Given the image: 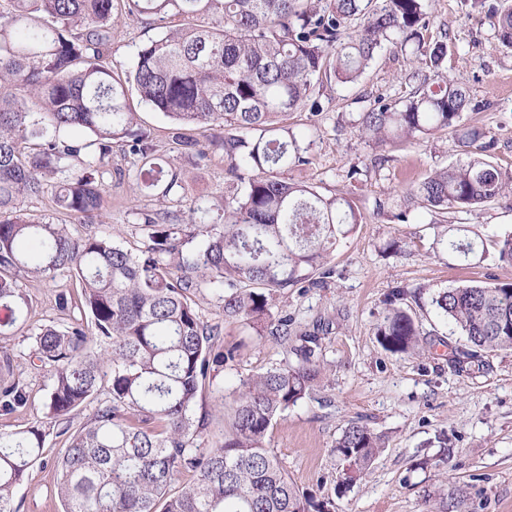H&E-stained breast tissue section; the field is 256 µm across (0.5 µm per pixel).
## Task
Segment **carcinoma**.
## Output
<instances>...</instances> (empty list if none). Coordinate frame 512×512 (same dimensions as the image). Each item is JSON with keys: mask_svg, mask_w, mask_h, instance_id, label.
<instances>
[{"mask_svg": "<svg viewBox=\"0 0 512 512\" xmlns=\"http://www.w3.org/2000/svg\"><path fill=\"white\" fill-rule=\"evenodd\" d=\"M429 0H0V306L12 326L31 313L20 274L43 282L73 270L91 328L45 327L31 354L50 368L45 409L69 434L55 463L62 512H330L300 493L266 448L277 417L311 396L321 373L319 339L301 333L288 346V316L274 318L275 293L318 284L337 242L360 215L344 196H324L288 181L285 170L306 161L303 144L282 118L298 111L325 81L354 83L387 44L433 76L404 101L378 100L359 113L358 131L375 145L451 130L459 146L487 151L493 141L461 124L476 110L468 90L444 76L448 43L426 39ZM157 20L167 32L143 42L130 70L109 61L112 21ZM499 42L512 48V0L495 14ZM24 92L23 97L17 91ZM134 92L171 120L174 148L207 151L185 134L209 131L228 173L240 181L221 208L191 204L183 218L156 210L143 217L137 251L112 235L74 238L66 224L33 218L23 199L44 192L82 224H99L109 185L126 171L112 147L136 156L133 185L159 200L178 196L183 174L156 162L155 145L138 132L128 104ZM512 181L474 157L434 171L417 188L425 207L467 210L503 195ZM464 258L484 242L443 237ZM216 298L224 321L240 322L283 346V358L240 381L224 445L196 444L207 414L198 397L214 384L236 350L224 348L219 325L198 313L197 295ZM407 292L388 295L377 328L382 347L408 353L420 330L401 307ZM429 305L474 351L512 350V283L438 288ZM111 398L71 430L70 415L103 380ZM18 382L0 383V402L24 407ZM46 431L0 432V512L13 508L17 485L40 456ZM381 436L352 422L336 442L343 484L369 466ZM182 472L191 484L176 491Z\"/></svg>", "mask_w": 512, "mask_h": 512, "instance_id": "carcinoma-1", "label": "carcinoma"}]
</instances>
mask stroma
Instances as JSON below:
<instances>
[{"label": "stroma", "mask_w": 512, "mask_h": 512, "mask_svg": "<svg viewBox=\"0 0 512 512\" xmlns=\"http://www.w3.org/2000/svg\"><path fill=\"white\" fill-rule=\"evenodd\" d=\"M500 0H430L429 33L448 42L446 73L468 89L479 110L466 111L462 122L495 140L485 158L512 176V50L499 42L493 8ZM163 30L145 19H120L112 25L110 59L117 71L133 64L139 46ZM420 78L418 68L399 49L386 47L354 84L317 88L316 107H303L289 125L311 142L309 164L290 167L291 181L322 194L348 197L362 220L330 255L323 283H300L278 291L273 314L288 315L293 333L317 330L321 338V380L311 398L298 402L270 429L266 446L301 492L331 503L336 512H444L451 487H463L468 512H512V350L469 356L463 336L440 323L426 303L407 298L420 326L419 345L393 354L379 344L377 326L387 313L383 303L392 288H455L469 284L512 282V263L495 250L484 259L464 262L437 242L444 227H466L468 235L489 241L512 231V196L447 220L423 208L415 196L419 182L435 170L465 162L466 153L451 133L381 146L361 138L353 125L360 112L380 96L405 98ZM139 126L156 146L159 161L185 173L184 203L206 206L224 202L227 187L223 153L200 159L173 149L168 120L138 98H131ZM53 186L24 199L29 213L68 224L73 236L112 234L126 248L139 247L142 215L156 209L155 197L132 191L130 183L113 186L103 223L81 224L54 209ZM401 249L389 251L390 242ZM70 292L68 310H58L55 296ZM32 314L26 323L8 324L0 308V352L13 357V377L29 401L12 413L0 411V431L32 427L46 430L40 458L15 492L17 512H60L54 465L67 438L49 428L44 401L51 385L47 369L30 360L31 338L38 329H60L87 321L80 291L70 273L44 284L28 281ZM204 322L221 324L225 346L237 357L195 407L208 413L200 443L224 442L223 394L240 379L264 371L281 358L271 337L224 321L211 297L198 298ZM351 421L368 424L382 435L381 448L352 486L343 483L342 465L333 448Z\"/></svg>", "instance_id": "1"}]
</instances>
